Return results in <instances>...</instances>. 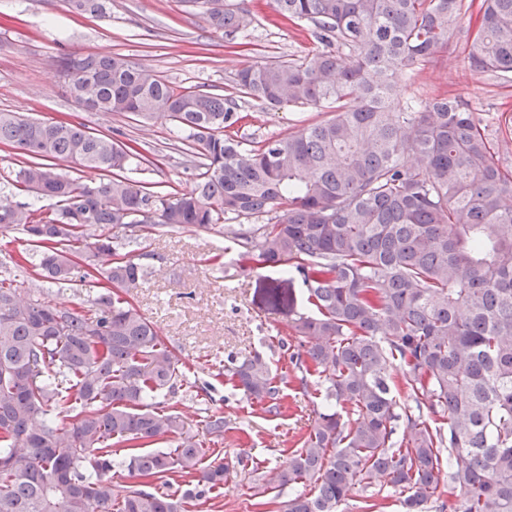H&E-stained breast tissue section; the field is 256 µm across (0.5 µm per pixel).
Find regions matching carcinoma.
I'll return each instance as SVG.
<instances>
[{
    "mask_svg": "<svg viewBox=\"0 0 512 512\" xmlns=\"http://www.w3.org/2000/svg\"><path fill=\"white\" fill-rule=\"evenodd\" d=\"M103 18L107 0H68ZM321 42L310 60L238 70L235 95L178 90L121 54H66L67 93L84 109L170 120L184 133L194 187L169 197L121 175L144 161L76 121L0 112V145L33 158L17 181L57 200L54 216L0 198V228H22L38 277L75 287L106 281L94 315L0 279V512H188L234 467L201 466L203 443L160 398L194 384L153 324L123 296L144 277L104 233L139 224L224 226L245 269L286 265L313 313L289 323L290 363L323 379L321 411L279 470L310 491L284 512H340L357 487L390 488L400 512H512V173L494 160L486 119L448 98L401 101L395 77L447 47L463 0H273ZM233 42L252 24L232 0H203ZM467 29L469 69L512 73V0H480ZM328 110L288 135L245 143L228 133L240 99ZM110 174L84 184L37 158ZM231 215L251 224H226ZM99 231L91 239L87 232ZM112 257L98 270L95 260ZM235 390L274 413L281 387L266 358L230 356ZM73 414L69 422L59 417ZM174 436L175 447L147 444ZM128 443L122 461L112 445ZM455 498L436 497L443 463ZM135 476L193 485L180 497L112 485Z\"/></svg>",
    "mask_w": 512,
    "mask_h": 512,
    "instance_id": "cac0c4a2",
    "label": "carcinoma"
}]
</instances>
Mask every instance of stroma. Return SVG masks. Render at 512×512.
I'll list each match as a JSON object with an SVG mask.
<instances>
[{"label": "stroma", "mask_w": 512, "mask_h": 512, "mask_svg": "<svg viewBox=\"0 0 512 512\" xmlns=\"http://www.w3.org/2000/svg\"><path fill=\"white\" fill-rule=\"evenodd\" d=\"M245 4L256 20L246 32L247 46L239 47L213 32L201 6L185 0H109L103 18L75 15L67 0H0V112L45 121L72 119L92 131L114 133L118 141H136L144 160L126 170V177L162 194L190 190L195 175L173 122L85 111L67 93L57 61L65 53H119L176 89L224 95L244 66L272 57L309 59L323 50L312 23L277 22L270 0ZM475 19V10H468L445 50L429 63L400 71L398 96L456 98L489 116L494 158L502 169L512 171V126L501 125L505 119L512 123V74L501 78L469 71V47L462 33ZM241 110L248 119L238 135L246 142L283 135L302 121L322 117L310 106L285 103L271 108L248 99L242 100ZM23 162L15 150L0 146V198L45 214L55 212L54 200L17 183ZM118 235L128 240L130 257L145 271L139 285L128 289V297L176 350L190 381L203 389L199 395L169 399L167 407L180 413L204 442L205 460L247 456L272 485L271 490L259 491L249 469H234L218 495L192 512H281L293 491L274 488L273 482L289 451L314 424L320 384L312 377L307 386H300L297 371L279 347L287 337L290 316L287 309H273L268 292L276 286L291 290L296 311L308 312L300 280H289L278 267L242 268L237 246L219 227L136 226L119 230ZM28 249L22 230H0V279H10L21 289L42 286L46 299L82 314L94 313L95 287L42 284L31 268L17 266L19 254ZM255 351L283 379L280 415L264 413L218 374L227 355L242 357ZM214 412L224 415V437L219 441L205 430L206 418Z\"/></svg>", "instance_id": "1"}]
</instances>
